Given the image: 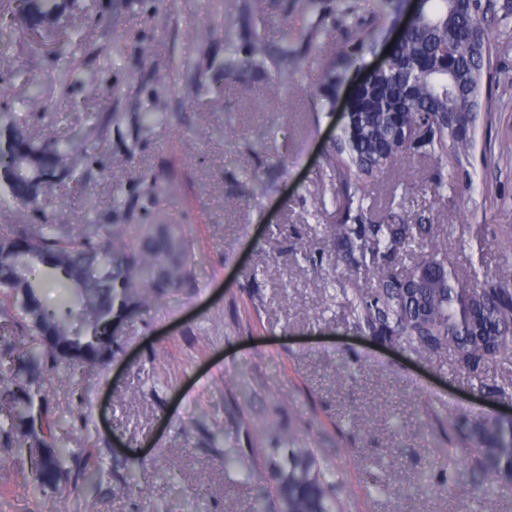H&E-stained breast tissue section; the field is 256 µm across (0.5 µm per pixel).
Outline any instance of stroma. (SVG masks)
<instances>
[{"label": "stroma", "mask_w": 512, "mask_h": 512, "mask_svg": "<svg viewBox=\"0 0 512 512\" xmlns=\"http://www.w3.org/2000/svg\"><path fill=\"white\" fill-rule=\"evenodd\" d=\"M243 2L98 0L74 11L80 76L64 92L53 56L32 61L19 49L0 60V114L37 136L45 111L55 133H85L92 164L56 191L66 220L181 225L193 268L187 284L123 323L107 366L61 370L50 390L52 407L76 424L71 447L128 460L133 481L116 472L37 495L26 458L0 447V512H251L268 451L288 438L336 469L343 512H512V495L484 505L469 496L480 475L456 439L463 420L512 409L488 394L512 389V358L473 373L451 352L423 358L360 333L344 296L370 276L335 270L322 231L339 214L309 193L393 24L380 18L375 49L329 106L319 71L273 94L268 74L225 68L255 24ZM491 4L482 21L490 66L458 185L433 195L437 166L418 158L413 181L396 162L364 199L368 219L388 212L447 236L448 264L468 286L512 276L496 265L512 247V155L500 151L512 142V0ZM221 15L232 18L234 43ZM151 110L164 122L140 130ZM153 179L154 199L145 193ZM228 453L238 460L231 470ZM449 470L461 486H446Z\"/></svg>", "instance_id": "1"}]
</instances>
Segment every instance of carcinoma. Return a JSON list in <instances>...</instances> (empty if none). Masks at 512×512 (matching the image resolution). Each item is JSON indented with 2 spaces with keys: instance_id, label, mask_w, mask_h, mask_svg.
Wrapping results in <instances>:
<instances>
[{
  "instance_id": "1",
  "label": "carcinoma",
  "mask_w": 512,
  "mask_h": 512,
  "mask_svg": "<svg viewBox=\"0 0 512 512\" xmlns=\"http://www.w3.org/2000/svg\"><path fill=\"white\" fill-rule=\"evenodd\" d=\"M336 0V25L314 23L305 33L292 26L280 32V50L269 52L255 26L241 69L271 73L278 90L300 67L324 72V92L343 80L374 39L370 26L383 15L403 23V33L386 53V62L356 92L350 122L326 157L336 182L318 176L310 193L318 203L336 204L339 222L325 225V238L349 268L372 273L367 291L348 299L354 325L362 332L412 352L430 356L455 353L469 371L512 353V290L485 281L471 287L447 268L448 248L437 238L416 266L398 271L396 260L422 239L421 224L363 221L366 187L381 180L398 159L417 157L441 167L448 178L432 184L437 195L455 183L473 149L470 129L480 94L487 37L481 19L484 0H422L406 15V0ZM79 0H0V55L27 46L34 55L50 53L66 62L80 42L63 18ZM304 41L299 62L295 46ZM452 44L455 67L442 48ZM18 137L26 152L0 151V185L17 205L44 212L40 224H14L0 233V302L17 314L0 323V444L16 448L30 463L37 492L60 485L93 482L100 470L73 466L75 453L65 440L70 427L49 401L48 382L57 369H94L114 356V317H130L163 292L192 275L191 242L178 224H61L46 213L49 196L69 176L84 173L88 156L72 137L48 134L36 140L14 121L0 136ZM41 267L64 287L60 308L46 307L44 284L32 278ZM471 444L473 468L487 478L474 485L478 501L512 492V421L483 417L459 426ZM268 473L280 512H341L332 469L321 465L314 448L287 441L269 449Z\"/></svg>"
}]
</instances>
